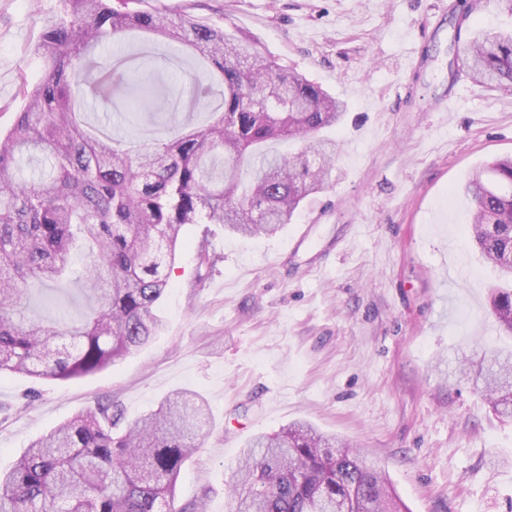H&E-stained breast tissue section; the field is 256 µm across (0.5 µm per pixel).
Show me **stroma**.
<instances>
[{
  "instance_id": "obj_1",
  "label": "stroma",
  "mask_w": 512,
  "mask_h": 512,
  "mask_svg": "<svg viewBox=\"0 0 512 512\" xmlns=\"http://www.w3.org/2000/svg\"><path fill=\"white\" fill-rule=\"evenodd\" d=\"M457 0H144L246 34L258 51L345 101L326 134L332 179L276 235L184 226L165 326L106 371L75 380L0 374V469L78 411L118 401L127 420L170 393L211 413L183 466L174 512H228L247 441L296 420L348 440L409 512H512V419L460 372L500 343L498 273L469 244L462 186L512 156V91L461 78ZM58 0H0V132L36 83L40 17ZM171 118L105 125L127 148L168 138ZM208 238L216 262L200 263Z\"/></svg>"
}]
</instances>
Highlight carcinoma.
Returning a JSON list of instances; mask_svg holds the SVG:
<instances>
[{
	"label": "carcinoma",
	"mask_w": 512,
	"mask_h": 512,
	"mask_svg": "<svg viewBox=\"0 0 512 512\" xmlns=\"http://www.w3.org/2000/svg\"><path fill=\"white\" fill-rule=\"evenodd\" d=\"M144 0H59L41 18L35 53L44 73L22 82L27 101L0 134V373L71 380L104 371L149 343L163 328L160 302L169 286L182 228L222 224L259 237L290 223L303 201L323 190L335 142L322 136L346 111L305 76L258 54L250 40L221 26ZM148 33L205 60L213 81L186 74L169 96L154 52L140 66L103 50ZM472 81L512 89V31L489 29L463 44ZM212 119L181 126L135 154L90 125L89 103L105 112L156 114L165 106L206 104ZM292 146L282 154L272 145ZM473 203L467 232L498 272L490 306L512 337V157L496 159L464 186ZM85 245L81 281L93 303L81 325L61 326L23 313L33 281L66 290L73 252ZM473 381L500 416L512 417V351L483 352ZM211 424L205 399L187 390L124 423L121 407L98 403L34 441L0 470V512H173L183 463ZM409 512L387 475L359 449L305 421L245 446L229 512Z\"/></svg>",
	"instance_id": "carcinoma-1"
}]
</instances>
